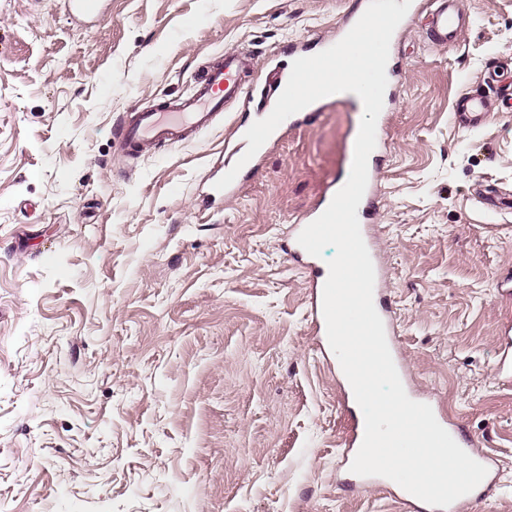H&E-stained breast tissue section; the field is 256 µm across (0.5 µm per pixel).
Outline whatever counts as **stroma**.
I'll return each instance as SVG.
<instances>
[{"mask_svg": "<svg viewBox=\"0 0 512 512\" xmlns=\"http://www.w3.org/2000/svg\"><path fill=\"white\" fill-rule=\"evenodd\" d=\"M357 2L108 0L85 27L62 0H0V512H401L341 463L336 372L283 250L361 113L289 132L214 211L197 197L252 113L149 156L116 141L214 57L263 73ZM463 8L454 45L421 16L400 38L374 223L414 387L499 459L477 512H512V0ZM464 87L495 109L475 130L453 118ZM501 355L497 363L498 376L512 377V326L504 325L501 328Z\"/></svg>", "mask_w": 512, "mask_h": 512, "instance_id": "1", "label": "stroma"}]
</instances>
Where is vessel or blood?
Returning <instances> with one entry per match:
<instances>
[{
	"mask_svg": "<svg viewBox=\"0 0 512 512\" xmlns=\"http://www.w3.org/2000/svg\"><path fill=\"white\" fill-rule=\"evenodd\" d=\"M106 0H64L69 16L76 22L89 23L99 19L105 12ZM457 0H412V4L403 19L411 24L419 13L426 11L427 27L432 43L448 45L455 43L461 26V17L456 8ZM361 10L345 13L335 33L329 37H319L313 46L303 44L292 46L291 56L298 59L318 53L338 43L361 17ZM252 69L250 58L243 54H227L212 62L202 75L197 77L190 92L174 100H168L153 108L134 112L123 121L118 131V146L122 152L131 156H142L152 152L161 143H188L196 140L204 130L209 129L218 117V111L228 101L239 102L247 111L256 113L258 118L267 117L285 88L289 68L277 67L267 72L264 83L250 84L246 76ZM337 95L324 97L288 117L271 134L261 149L244 166V173L256 170L266 153L288 132L314 124L323 109L337 102ZM492 106L482 95L462 90L456 100L454 117L463 127L476 129L482 126ZM349 177L341 172L333 177L317 204L288 226L286 252L291 260L304 267L309 273V318L313 334L317 340V351L330 365H337L338 359L332 352L322 313L323 287L328 276L327 269L318 267L314 256L310 255L297 241L300 232L316 220L329 206L334 195L343 187ZM378 172L376 168L368 170V184L358 208L360 230L367 248L375 243L367 224L368 211L377 196ZM373 300L375 308L385 320V333L392 357H399L396 330L387 319L388 312L382 302V282H375ZM497 371L502 378L512 377V326L501 329V355ZM336 378L343 394V408L352 413V427L344 442L341 457L344 464H351L364 437V415L358 406L352 387L344 373ZM434 415L439 424L448 431L458 445L473 459L483 464L488 473L484 480L470 493L455 500L449 508H428L426 503L411 495L394 481L382 477H362V484H374L387 490L393 497L413 507L414 512H471L473 506L482 499L495 484L498 477L497 464L488 453L476 448L469 440L460 422L450 420L441 407H434Z\"/></svg>",
	"mask_w": 512,
	"mask_h": 512,
	"instance_id": "vessel-or-blood-1",
	"label": "vessel or blood"
}]
</instances>
